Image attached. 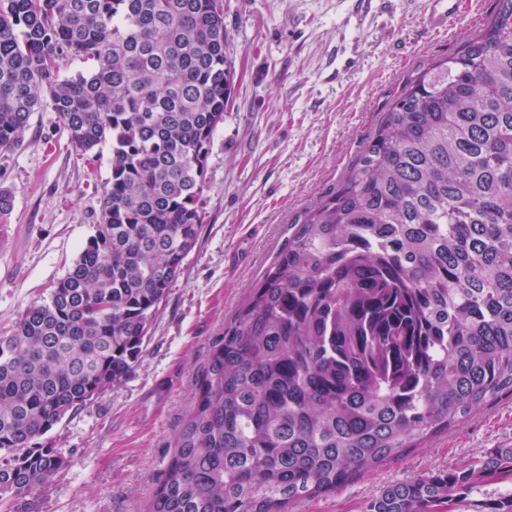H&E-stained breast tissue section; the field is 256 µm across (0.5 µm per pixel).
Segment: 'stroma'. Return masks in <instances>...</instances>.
I'll return each instance as SVG.
<instances>
[{"label": "stroma", "instance_id": "1", "mask_svg": "<svg viewBox=\"0 0 512 512\" xmlns=\"http://www.w3.org/2000/svg\"><path fill=\"white\" fill-rule=\"evenodd\" d=\"M424 0H223L234 89L211 140L203 224L184 272L160 303L140 363L50 437L68 459L33 496V512H149L174 436L194 404L213 343L284 245L287 227L349 173L403 85L459 50L498 9L461 0L441 33ZM70 143L51 107L0 151V330L63 278L97 224L110 173ZM512 448V397L478 411L335 493L293 512H362L384 486Z\"/></svg>", "mask_w": 512, "mask_h": 512}]
</instances>
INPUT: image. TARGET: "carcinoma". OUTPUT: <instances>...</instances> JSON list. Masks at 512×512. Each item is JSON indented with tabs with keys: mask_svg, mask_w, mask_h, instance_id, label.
Returning <instances> with one entry per match:
<instances>
[{
	"mask_svg": "<svg viewBox=\"0 0 512 512\" xmlns=\"http://www.w3.org/2000/svg\"><path fill=\"white\" fill-rule=\"evenodd\" d=\"M221 0H0V151L45 101L111 174L95 233L0 332V505L45 440L138 365L184 271L234 72ZM73 59L89 64L62 74ZM512 395V0L410 80L336 191L288 228L211 350L150 512H290ZM512 479V448L383 487L441 512ZM481 512H512V493Z\"/></svg>",
	"mask_w": 512,
	"mask_h": 512,
	"instance_id": "1",
	"label": "carcinoma"
}]
</instances>
